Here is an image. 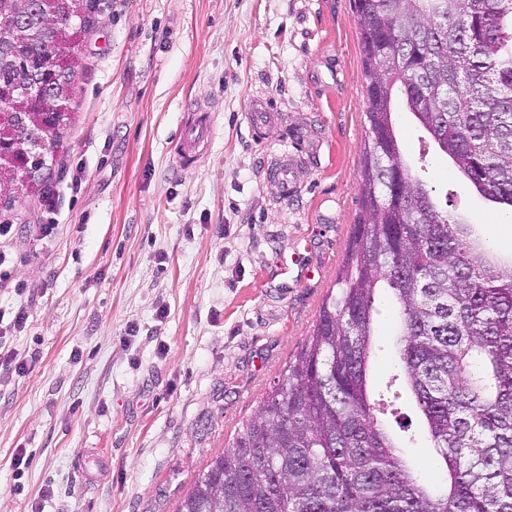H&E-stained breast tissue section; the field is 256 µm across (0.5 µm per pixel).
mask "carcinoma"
I'll return each mask as SVG.
<instances>
[{"label": "carcinoma", "mask_w": 512, "mask_h": 512, "mask_svg": "<svg viewBox=\"0 0 512 512\" xmlns=\"http://www.w3.org/2000/svg\"><path fill=\"white\" fill-rule=\"evenodd\" d=\"M90 0H0V143L42 142L25 173L0 176V207L43 190L46 158L70 124L74 49ZM368 88L360 211L335 286L286 385L195 479L178 512H512V266L439 207L424 169L402 158L392 112L406 107L484 199L512 210V0H354ZM36 82L39 89L19 95ZM49 94L64 105L42 114ZM395 304L399 361L373 398L378 291ZM413 396L444 482L411 469Z\"/></svg>", "instance_id": "cac0c4a2"}]
</instances>
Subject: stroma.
<instances>
[{
	"label": "stroma",
	"mask_w": 512,
	"mask_h": 512,
	"mask_svg": "<svg viewBox=\"0 0 512 512\" xmlns=\"http://www.w3.org/2000/svg\"><path fill=\"white\" fill-rule=\"evenodd\" d=\"M39 197L0 208V512H176L311 334L359 213L369 128L353 0H95ZM274 116L261 130L251 103ZM410 166L496 258L512 228L394 97ZM208 112L198 160L179 134ZM53 222L49 245L35 227ZM23 292H16V285ZM372 393L398 321L379 296ZM28 464L15 469L17 450Z\"/></svg>",
	"instance_id": "stroma-1"
}]
</instances>
